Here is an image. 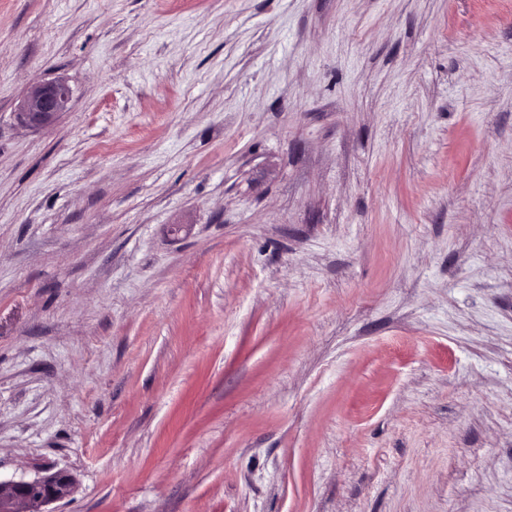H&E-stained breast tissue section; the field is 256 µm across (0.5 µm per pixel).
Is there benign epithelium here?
<instances>
[{
  "label": "benign epithelium",
  "mask_w": 512,
  "mask_h": 512,
  "mask_svg": "<svg viewBox=\"0 0 512 512\" xmlns=\"http://www.w3.org/2000/svg\"><path fill=\"white\" fill-rule=\"evenodd\" d=\"M72 90L64 79L40 83L30 89L18 106L22 125L37 129L53 123L71 108ZM73 476L57 471L33 478L0 479V512H45V507L73 492Z\"/></svg>",
  "instance_id": "obj_1"
}]
</instances>
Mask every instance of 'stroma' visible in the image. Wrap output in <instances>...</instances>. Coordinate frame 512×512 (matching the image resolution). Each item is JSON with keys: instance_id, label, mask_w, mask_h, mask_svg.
<instances>
[{"instance_id": "35a3bbf8", "label": "stroma", "mask_w": 512, "mask_h": 512, "mask_svg": "<svg viewBox=\"0 0 512 512\" xmlns=\"http://www.w3.org/2000/svg\"><path fill=\"white\" fill-rule=\"evenodd\" d=\"M58 470L512 512V0H0V477ZM72 90L64 79L40 83L23 97L17 115L22 125L37 129L53 123L71 108Z\"/></svg>"}]
</instances>
